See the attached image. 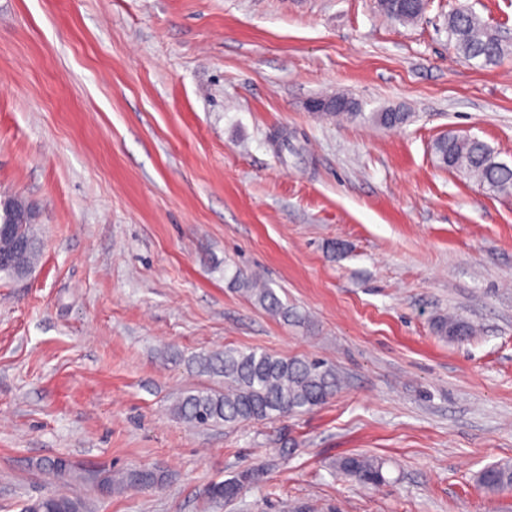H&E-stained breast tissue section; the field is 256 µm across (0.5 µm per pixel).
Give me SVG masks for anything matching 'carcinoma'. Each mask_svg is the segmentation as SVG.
<instances>
[{"label": "carcinoma", "mask_w": 512, "mask_h": 512, "mask_svg": "<svg viewBox=\"0 0 512 512\" xmlns=\"http://www.w3.org/2000/svg\"><path fill=\"white\" fill-rule=\"evenodd\" d=\"M389 17L411 23L422 13L425 3L413 0L404 4L392 2ZM448 29L455 39L458 54L468 62L487 67L497 64L508 54L507 42L501 32L486 24L471 11L459 9L448 19ZM327 116H346L367 120L386 128L397 127L410 118L407 112H343L338 109L323 111ZM440 164L448 169L462 171L493 191L512 189V167L497 160V155L477 138H461L448 134L434 145ZM29 246L9 267H0V273L17 276L25 268H32L39 260L41 242L34 225L25 229ZM233 285L249 294L270 313L288 320V311L274 289L257 287L253 277L241 272L232 278ZM438 335L461 340L472 332L471 325L462 319L446 317L435 321ZM200 371L224 379V390H189L180 395L173 406L174 413L194 427L224 425L233 427L251 421H268L281 414H301L322 405L339 386L335 369L318 360L285 358L265 351L228 349L198 358ZM336 468L345 477L360 484L377 485L384 481L383 464L376 459L353 454L340 459ZM46 474L55 478L83 479V474L67 458L49 462ZM256 471H243L235 477L215 484L210 489L215 498L232 499L247 485L258 480ZM98 486L112 493L125 488L145 487L154 482V475L146 471L128 472L121 477L110 470L96 474ZM477 484L489 492L512 491V465L500 463L481 470ZM22 512H86L85 502L74 496L56 494L47 500L27 502Z\"/></svg>", "instance_id": "1"}]
</instances>
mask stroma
Returning a JSON list of instances; mask_svg holds the SVG:
<instances>
[{
  "label": "stroma",
  "mask_w": 512,
  "mask_h": 512,
  "mask_svg": "<svg viewBox=\"0 0 512 512\" xmlns=\"http://www.w3.org/2000/svg\"><path fill=\"white\" fill-rule=\"evenodd\" d=\"M466 6L512 38V0H0V197L34 204L43 250L0 273V512L65 493L88 512H512L476 475L512 462V190L440 167L444 134L512 164V53L465 61ZM410 113L329 122L308 100ZM273 288L297 320L231 283ZM457 316L466 340L438 336ZM226 348L325 362V404L196 428ZM364 454L385 483L335 463ZM151 471L105 495L40 470ZM244 470L231 500L208 490Z\"/></svg>",
  "instance_id": "stroma-1"
}]
</instances>
